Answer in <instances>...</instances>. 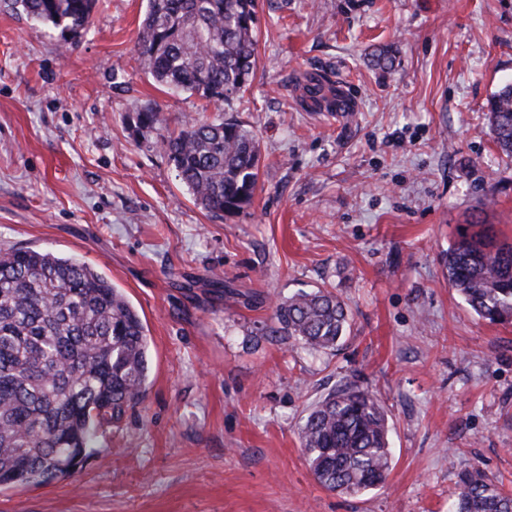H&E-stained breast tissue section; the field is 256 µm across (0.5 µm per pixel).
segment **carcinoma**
<instances>
[{
	"instance_id": "carcinoma-1",
	"label": "carcinoma",
	"mask_w": 512,
	"mask_h": 512,
	"mask_svg": "<svg viewBox=\"0 0 512 512\" xmlns=\"http://www.w3.org/2000/svg\"><path fill=\"white\" fill-rule=\"evenodd\" d=\"M96 0H0L17 15L60 31L74 45ZM258 0H147L137 50L156 83L207 100L243 93L257 68ZM341 107L332 86L309 89ZM494 142L512 156V84L488 102ZM157 108L136 127L160 129ZM181 184L216 216L251 205L258 188L255 131L233 119L185 121L163 138ZM448 282L481 318L512 321V244L463 230L445 258ZM348 326L346 304L327 289L299 290L273 307L272 334L312 350H333ZM148 379L141 318L100 273L46 250H0V485L47 484L73 473L96 430L140 401ZM318 482L356 496L384 482L390 467L387 414L377 395L344 381L301 429ZM455 512H512V494L480 468L459 475Z\"/></svg>"
}]
</instances>
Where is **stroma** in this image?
<instances>
[{
  "mask_svg": "<svg viewBox=\"0 0 512 512\" xmlns=\"http://www.w3.org/2000/svg\"><path fill=\"white\" fill-rule=\"evenodd\" d=\"M145 10L97 0L67 46L0 8V249L105 276L150 367L74 475L0 486V512H450L475 466L512 493V324L479 318L443 265L472 217L512 241V158L487 118L512 82V0H259L251 86L212 104L146 72ZM320 78L346 109L312 102ZM150 107L172 130L251 126L252 206H197L161 131L135 128ZM316 288L348 306L338 349L268 334L275 302ZM346 380L377 394L392 448L358 496L318 483L299 436Z\"/></svg>",
  "mask_w": 512,
  "mask_h": 512,
  "instance_id": "obj_1",
  "label": "stroma"
}]
</instances>
